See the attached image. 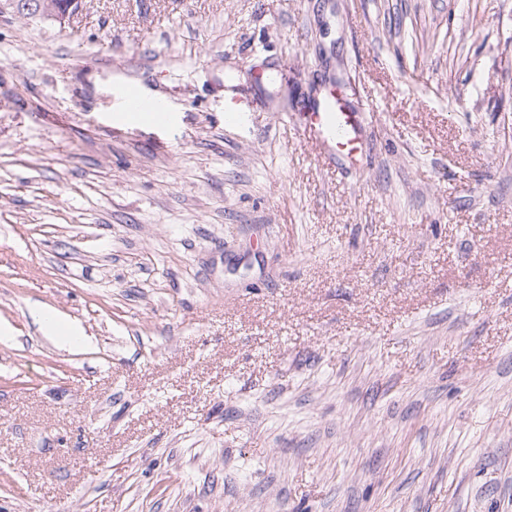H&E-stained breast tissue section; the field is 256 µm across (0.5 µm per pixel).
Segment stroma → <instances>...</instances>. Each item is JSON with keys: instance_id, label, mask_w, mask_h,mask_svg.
I'll use <instances>...</instances> for the list:
<instances>
[{"instance_id": "1", "label": "stroma", "mask_w": 512, "mask_h": 512, "mask_svg": "<svg viewBox=\"0 0 512 512\" xmlns=\"http://www.w3.org/2000/svg\"><path fill=\"white\" fill-rule=\"evenodd\" d=\"M0 321V512H512V0L0 10ZM301 136L317 158L329 165L336 160L355 162L363 155L366 139L361 112H350L336 89L304 112L299 122ZM125 110L131 114L143 112H163L162 101L159 98L143 97L137 92H130L125 101ZM31 317L37 329L45 336H54L68 345L86 341L85 333L79 325L67 322L50 308L36 306L31 311Z\"/></svg>"}]
</instances>
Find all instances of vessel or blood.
Instances as JSON below:
<instances>
[{
    "mask_svg": "<svg viewBox=\"0 0 512 512\" xmlns=\"http://www.w3.org/2000/svg\"><path fill=\"white\" fill-rule=\"evenodd\" d=\"M125 109L133 114L158 112L162 109V101L133 91L125 99ZM299 128L306 146L325 161L352 163L364 151L366 139L362 115L349 111L335 89H328L304 112Z\"/></svg>",
    "mask_w": 512,
    "mask_h": 512,
    "instance_id": "obj_1",
    "label": "vessel or blood"
}]
</instances>
